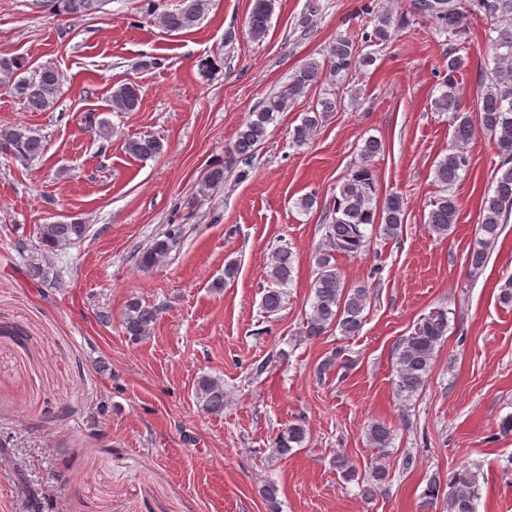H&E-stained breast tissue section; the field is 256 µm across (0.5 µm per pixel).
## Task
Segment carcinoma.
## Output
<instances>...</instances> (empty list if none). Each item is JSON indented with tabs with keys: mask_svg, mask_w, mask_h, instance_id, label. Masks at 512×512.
<instances>
[{
	"mask_svg": "<svg viewBox=\"0 0 512 512\" xmlns=\"http://www.w3.org/2000/svg\"><path fill=\"white\" fill-rule=\"evenodd\" d=\"M146 13L170 32L191 29L201 20L206 0H180L173 10H159L158 0H145ZM252 5L245 24L249 37L261 41L270 28L274 0H251ZM54 12L60 15L85 16L97 11L102 0H51ZM442 7L427 10L417 4L415 14L427 19L435 30L446 36L448 54L443 60L444 90L434 99L438 112L453 113V145L447 155L435 166L436 181L443 194L431 204L426 224L430 232L443 236L457 222L459 210L451 193L469 166L464 151L474 135L470 116L461 109L459 76L467 69L469 57L460 53L457 41L467 34L473 16H480L489 25L488 40L494 50L495 66L489 83L477 94L476 112L479 125L496 137L501 155L494 175L492 194H487L481 204L480 231L482 237L470 251L468 262L474 270L484 267L491 249L497 243L502 225L512 217V0H440ZM362 13L369 16L372 27L363 30L361 38L339 35L324 62L308 61L294 70L288 85L268 95L248 113L239 127L235 141L228 148V160L210 165L199 181L198 192L205 195L224 184V171L239 163L250 165L256 148L268 136V128L277 115L288 110L293 101L323 81L324 76L341 81L359 74L374 64L373 53L364 51L368 46H384L401 29L409 26L408 14L388 10L374 11L364 5ZM26 63L15 56H0V87L23 101L31 110L44 111L53 107L61 94L62 78L59 71L48 65L36 76L24 75ZM109 106L114 112H134L139 106V95L132 84L112 88ZM336 110V99L325 97L317 108L305 113L301 122L291 132V142L297 147L308 144L319 120L327 112ZM46 149L43 138L34 130L22 126L0 128V156L8 154L18 160H34ZM126 152L140 160L160 155L163 143L152 137L129 139ZM383 152L382 142L368 138L360 150V162L344 177L333 198L332 209L326 211L325 244L314 255L316 277L312 312L306 318L300 335L310 340L334 328L343 336H355L365 322L364 311L368 293L362 287L346 285L336 269L335 254L357 255L366 250L370 242L368 233L384 239L398 237L404 222V200L390 194L377 200L376 174L373 160ZM182 227L171 224L163 235L156 237L139 256V264L151 268L164 262L177 241ZM87 237V225L78 219L42 224L39 243L49 253L61 247L75 245ZM293 253L287 248L273 251L267 264L266 277L272 286L262 295L261 307L267 314L279 312L284 304V287L292 280ZM53 274L45 263H31L27 269L33 281L46 282ZM158 319V309L137 299L128 301L123 326L133 341L149 337ZM448 333V317L437 313L423 328L420 335L408 337L397 354L396 388L401 394L411 395L423 387L437 348ZM197 396L203 408L211 414L224 411V383L203 377L197 385ZM367 436L374 448H388L394 439V430L384 422L369 426ZM306 440V428L301 423L288 425L276 442L277 451L286 455L300 448ZM389 471L382 463L373 467L371 482L362 488V495L372 496L386 484ZM479 490L478 472L463 466L448 481V512H475V499Z\"/></svg>",
	"mask_w": 512,
	"mask_h": 512,
	"instance_id": "carcinoma-1",
	"label": "carcinoma"
}]
</instances>
